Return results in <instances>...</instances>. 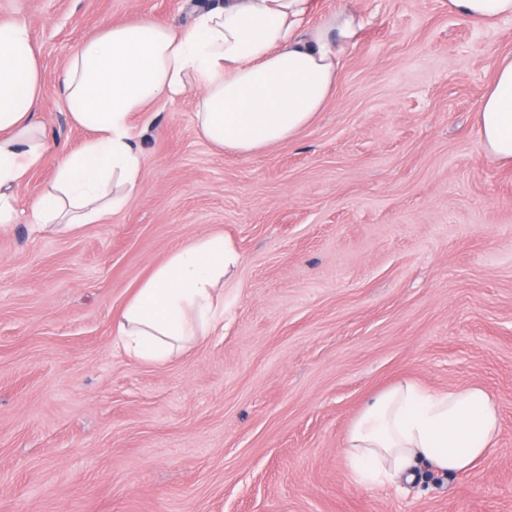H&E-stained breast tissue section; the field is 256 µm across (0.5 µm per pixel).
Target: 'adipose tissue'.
I'll return each instance as SVG.
<instances>
[{"mask_svg": "<svg viewBox=\"0 0 512 512\" xmlns=\"http://www.w3.org/2000/svg\"><path fill=\"white\" fill-rule=\"evenodd\" d=\"M313 0H224L183 27L144 17L112 24L82 42L58 77L71 124L87 132L61 154L52 183L28 206L37 229L69 233L120 211L141 180L132 117L156 101L195 92L198 137L250 157L290 141L323 111L340 58L360 27L341 11L313 24ZM449 12L485 27L512 16V0H448ZM43 70L27 20L0 21V224L13 223L15 184L45 159L38 108ZM482 150L512 165V53L502 56L477 113ZM241 263L218 232L190 239L156 265L116 319L117 346L164 364L224 326V284ZM500 405L464 385L433 391L403 380L366 403L343 454L354 478L412 481L426 462L469 474L497 449Z\"/></svg>", "mask_w": 512, "mask_h": 512, "instance_id": "adipose-tissue-1", "label": "adipose tissue"}]
</instances>
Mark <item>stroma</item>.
Masks as SVG:
<instances>
[{
    "mask_svg": "<svg viewBox=\"0 0 512 512\" xmlns=\"http://www.w3.org/2000/svg\"><path fill=\"white\" fill-rule=\"evenodd\" d=\"M213 0H0L42 54L44 164L19 209L87 138L57 75L87 38ZM361 19L323 112L249 158L200 140L194 94L135 118L142 180L67 234L0 228V512H512V167L476 112L512 18L448 0H314ZM242 256L224 331L164 365L115 344L114 318L192 237ZM408 378L500 402L495 453L459 477L357 483L341 453L367 400ZM449 12L494 27L499 20L512 16V0H448Z\"/></svg>",
    "mask_w": 512,
    "mask_h": 512,
    "instance_id": "1",
    "label": "stroma"
}]
</instances>
